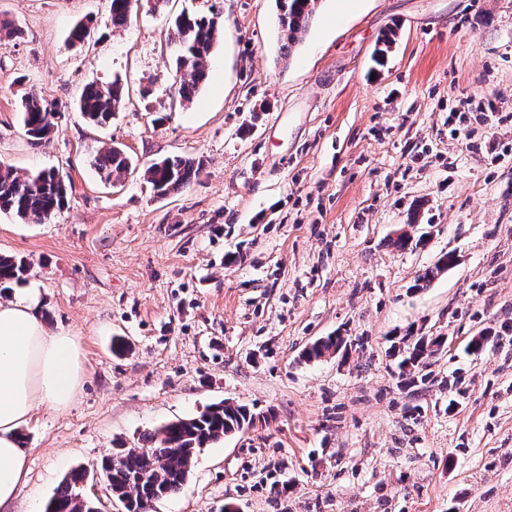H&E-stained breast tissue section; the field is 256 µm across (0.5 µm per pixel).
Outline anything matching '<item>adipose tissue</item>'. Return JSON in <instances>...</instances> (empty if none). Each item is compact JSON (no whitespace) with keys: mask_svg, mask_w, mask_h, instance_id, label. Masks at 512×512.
I'll use <instances>...</instances> for the list:
<instances>
[{"mask_svg":"<svg viewBox=\"0 0 512 512\" xmlns=\"http://www.w3.org/2000/svg\"><path fill=\"white\" fill-rule=\"evenodd\" d=\"M86 378L78 337L49 331L24 298L0 301V512L27 485L21 430L37 406L65 412Z\"/></svg>","mask_w":512,"mask_h":512,"instance_id":"obj_1","label":"adipose tissue"}]
</instances>
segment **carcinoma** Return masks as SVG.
Returning a JSON list of instances; mask_svg holds the SVG:
<instances>
[{
  "label": "carcinoma",
  "instance_id": "cac0c4a2",
  "mask_svg": "<svg viewBox=\"0 0 512 512\" xmlns=\"http://www.w3.org/2000/svg\"><path fill=\"white\" fill-rule=\"evenodd\" d=\"M278 19L286 39L284 56L300 40L315 15L318 0H276ZM131 11V0H110L109 20L114 28L124 26ZM221 23L213 12L179 13L173 22L172 37L178 47L175 58L174 93L183 104H189L205 84L207 58L220 35ZM119 80L102 85L92 82L84 86L78 111L90 124L105 126L112 120L120 102ZM58 105L36 95L22 101L23 124L33 144L46 142L54 129ZM93 166L99 181L113 186L131 167L124 151L112 146L97 152ZM200 164L186 158H166L152 163L145 172L146 180L160 196L178 191L197 180ZM71 187L69 176L55 169L35 176H22L0 163V211L12 212L33 223H42L63 209ZM452 258L443 254L436 264L425 269L418 281L429 283L448 269ZM31 272L24 257L0 255V289L7 291L12 283H23ZM343 344L338 336L323 337L302 353L305 361L318 360ZM428 351L420 341L405 351L399 367L415 368ZM255 424V413L244 405L216 404L199 415L169 423L148 434L139 450H121L101 461L111 491L116 498L133 497L124 505L126 512H143V501H155L177 493L186 483L198 451L224 436L240 432ZM85 478L82 470L67 474L49 500L45 512H98L95 503L81 493Z\"/></svg>",
  "mask_w": 512,
  "mask_h": 512
}]
</instances>
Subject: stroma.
<instances>
[{"label":"stroma","instance_id":"35a3bbf8","mask_svg":"<svg viewBox=\"0 0 512 512\" xmlns=\"http://www.w3.org/2000/svg\"><path fill=\"white\" fill-rule=\"evenodd\" d=\"M181 9L223 26L185 105L167 19ZM108 14L109 0H0L21 32L0 44V162L73 184L44 223L0 212V254L31 260L28 292L87 368L67 411L39 406L23 428L10 512H44L71 470L225 401L261 422L204 448L151 512H512V156L485 151L512 125L477 107L512 108V0H320L286 58L274 0H136L120 28ZM86 20L95 41L72 44ZM116 78L111 124L87 123L80 91ZM31 92L61 108L41 145L21 121ZM458 105L477 149L448 134ZM105 144L131 160L114 187L92 166ZM167 157L203 171L161 198L144 171ZM448 251L456 266L416 287ZM334 335L346 354L301 360ZM421 337L442 344L400 375Z\"/></svg>","mask_w":512,"mask_h":512}]
</instances>
